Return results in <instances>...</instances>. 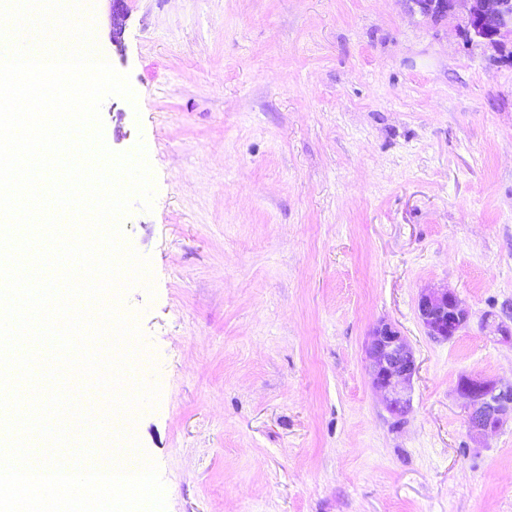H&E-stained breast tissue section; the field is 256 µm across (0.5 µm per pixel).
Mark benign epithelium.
Masks as SVG:
<instances>
[{
  "label": "benign epithelium",
  "instance_id": "7a95c632",
  "mask_svg": "<svg viewBox=\"0 0 512 512\" xmlns=\"http://www.w3.org/2000/svg\"><path fill=\"white\" fill-rule=\"evenodd\" d=\"M424 17L441 20L460 15L464 23L457 28L465 43L479 42L512 61V0H409ZM127 10L125 0H112V44L121 47ZM418 316L427 335L449 340L467 327L468 310L457 294L448 290L420 295ZM367 354L372 385L384 395L387 409L395 414L407 412L410 392L418 366L408 339L392 323L381 322L369 338ZM455 390L466 400L469 430L482 435L497 430L512 419V385L503 386L481 376H462Z\"/></svg>",
  "mask_w": 512,
  "mask_h": 512
}]
</instances>
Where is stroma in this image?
Here are the masks:
<instances>
[{
    "label": "stroma",
    "instance_id": "obj_1",
    "mask_svg": "<svg viewBox=\"0 0 512 512\" xmlns=\"http://www.w3.org/2000/svg\"><path fill=\"white\" fill-rule=\"evenodd\" d=\"M101 54L117 153L144 143L156 195L129 244L154 292L127 309L134 426L167 512H512V423L475 437L464 375L512 383V63L408 0H127ZM470 313L427 336L417 299ZM412 345L411 406L371 384L379 322ZM418 316L427 335L435 340H449L467 327L468 310L457 294L448 290L429 291L420 295Z\"/></svg>",
    "mask_w": 512,
    "mask_h": 512
}]
</instances>
